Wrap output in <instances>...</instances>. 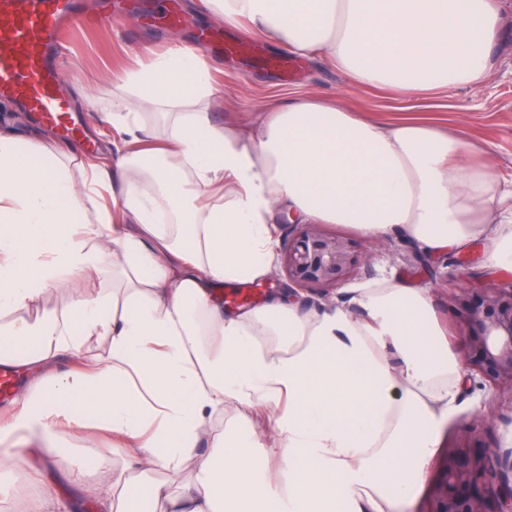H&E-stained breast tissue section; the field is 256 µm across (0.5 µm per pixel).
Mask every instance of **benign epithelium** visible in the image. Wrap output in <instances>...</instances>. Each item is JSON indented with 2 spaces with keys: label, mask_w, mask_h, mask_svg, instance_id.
Returning <instances> with one entry per match:
<instances>
[{
  "label": "benign epithelium",
  "mask_w": 512,
  "mask_h": 512,
  "mask_svg": "<svg viewBox=\"0 0 512 512\" xmlns=\"http://www.w3.org/2000/svg\"><path fill=\"white\" fill-rule=\"evenodd\" d=\"M360 265L353 242L306 224L279 257L288 282L327 295L350 280ZM468 261L449 264L444 273L448 305L458 311L462 387L480 379L495 390L512 392V281L490 280L462 286ZM431 512H512V448L485 445L465 426L438 482Z\"/></svg>",
  "instance_id": "benign-epithelium-1"
}]
</instances>
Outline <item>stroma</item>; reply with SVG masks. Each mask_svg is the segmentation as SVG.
<instances>
[{
	"mask_svg": "<svg viewBox=\"0 0 512 512\" xmlns=\"http://www.w3.org/2000/svg\"><path fill=\"white\" fill-rule=\"evenodd\" d=\"M162 2L150 0L152 21L146 25L138 17L127 16L68 33L61 50L60 85L74 100L86 139H94L99 146L98 152L91 155L85 150L86 140L77 141L78 156L69 164L72 174H79L81 164L91 160L107 163L116 150L109 128L97 122L98 112L111 102L116 91L114 76L147 63L175 37L191 46L203 29L221 31L232 41L245 36L242 29L226 25L197 8L194 0H178L190 23L181 31H174L163 16ZM501 10L503 24L494 50L495 64L480 88L405 97L387 88L351 85L341 73L313 58L282 71L268 63L269 57L275 56V49L263 45L254 54L209 56L212 75L224 86V105L218 109L216 120L249 132L256 128L264 112L288 97L335 98L355 114L386 125L421 119L444 132L463 136L474 149L489 154L504 178L512 179V0H501ZM0 118L10 120L32 146L61 139L58 130L18 104L0 101ZM329 230L351 238L359 251L371 252L372 259L357 269L346 286L327 297L297 291L294 302L300 311L340 306L349 308L353 316H362V309L349 301L351 288L384 275L392 276L411 287L426 290L438 327L445 339L453 338L456 318L448 308L446 288L439 278V256L400 236L371 238L344 224L330 225ZM284 281L275 268L265 277L223 288L224 308L236 312L261 307L271 297L287 295ZM478 409L495 412L493 435L504 446L512 447V393L480 383L460 391L453 415L443 430V443L452 442L461 424L472 422ZM87 443L97 450L101 467L85 473L82 483L65 485L63 512H69L73 503L82 500L85 486L99 483L112 470L114 458L109 435L99 431L80 434L73 448L81 450Z\"/></svg>",
	"mask_w": 512,
	"mask_h": 512,
	"instance_id": "obj_1",
	"label": "stroma"
}]
</instances>
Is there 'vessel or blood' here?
<instances>
[{
    "mask_svg": "<svg viewBox=\"0 0 512 512\" xmlns=\"http://www.w3.org/2000/svg\"><path fill=\"white\" fill-rule=\"evenodd\" d=\"M136 0H103L100 20L136 13ZM90 21L80 0H0V98L21 102L63 136H80L53 63L68 30Z\"/></svg>",
    "mask_w": 512,
    "mask_h": 512,
    "instance_id": "1",
    "label": "vessel or blood"
}]
</instances>
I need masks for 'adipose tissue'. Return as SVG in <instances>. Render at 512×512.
<instances>
[{"label":"adipose tissue","instance_id":"adipose-tissue-1","mask_svg":"<svg viewBox=\"0 0 512 512\" xmlns=\"http://www.w3.org/2000/svg\"><path fill=\"white\" fill-rule=\"evenodd\" d=\"M199 5L271 47L325 58L353 85L411 96L483 86L502 21L498 0ZM120 82L98 121L122 146L81 180L69 145L32 150L0 129V365L24 346L43 369L0 425V457L25 473L44 454L67 480L65 426L103 429L127 445L122 466L85 490L96 512H403L462 379L426 295L387 277L354 289L361 318L305 315L284 297L232 316L215 287L268 275L285 217L436 254L483 243L492 265L512 268V181L461 136L421 120L387 127L332 98H290L240 136L214 122L224 89L178 40ZM159 110L163 125L147 127ZM113 185L112 205L98 204ZM117 256L123 288L70 295L68 314L30 320L43 297ZM74 357L83 369L65 368ZM228 405L277 411L284 486L268 480L255 432L227 428L199 452ZM60 482L37 486L46 512Z\"/></svg>","mask_w":512,"mask_h":512}]
</instances>
